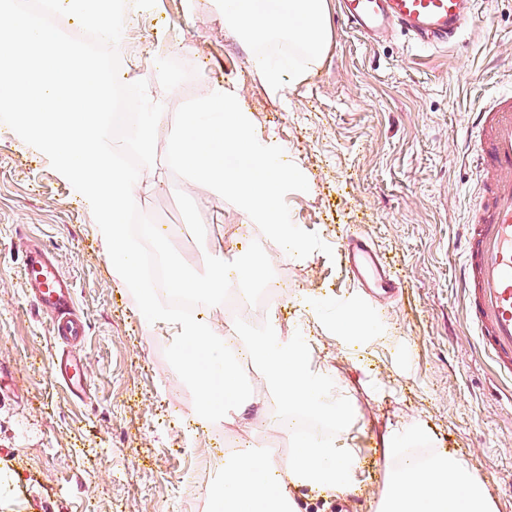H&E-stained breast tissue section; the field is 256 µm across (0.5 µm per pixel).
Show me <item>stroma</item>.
Masks as SVG:
<instances>
[{"mask_svg": "<svg viewBox=\"0 0 512 512\" xmlns=\"http://www.w3.org/2000/svg\"><path fill=\"white\" fill-rule=\"evenodd\" d=\"M475 3L476 26L449 50L424 51L398 33L368 43L332 24L323 61L281 91L256 76L217 0H157L128 34L146 81H158L153 41L194 69L168 114L206 82L236 91L257 133L279 141L308 181L286 197L292 222L333 249L272 263L288 277L276 290L277 324L306 336L311 369L339 383L355 412L342 439L356 454L357 493L337 500L302 489L300 512H369L384 488V440L407 429L422 451L465 459L493 512H512V389L479 351L460 288L473 202L461 132L475 105L512 90V0ZM139 209L198 272L212 249L231 262L263 238L232 203L174 175ZM93 222L88 201L0 123V512H207L208 461L228 436L270 449L287 436L259 428L267 407L258 393L214 424L193 414L164 355L173 328L148 327L133 294L114 284ZM355 224L400 282L385 306L362 298L345 266ZM25 238L49 247L74 283L86 324L83 398L48 370L59 345L25 297ZM340 299L377 334L338 335L328 308Z\"/></svg>", "mask_w": 512, "mask_h": 512, "instance_id": "35a3bbf8", "label": "stroma"}]
</instances>
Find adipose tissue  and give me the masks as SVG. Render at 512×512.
<instances>
[{
  "instance_id": "ef3b65f1",
  "label": "adipose tissue",
  "mask_w": 512,
  "mask_h": 512,
  "mask_svg": "<svg viewBox=\"0 0 512 512\" xmlns=\"http://www.w3.org/2000/svg\"><path fill=\"white\" fill-rule=\"evenodd\" d=\"M224 25L256 51L260 80L284 89L305 79L323 60L330 40L327 0H219ZM270 42L288 44L292 55L278 62L259 55ZM413 434L387 444L388 486L374 512H492L482 478L445 450L420 453Z\"/></svg>"
}]
</instances>
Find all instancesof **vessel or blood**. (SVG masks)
Listing matches in <instances>:
<instances>
[{
    "label": "vessel or blood",
    "instance_id": "1",
    "mask_svg": "<svg viewBox=\"0 0 512 512\" xmlns=\"http://www.w3.org/2000/svg\"><path fill=\"white\" fill-rule=\"evenodd\" d=\"M474 0H339L342 23L374 42L400 30L421 49L455 46L473 22ZM465 146L477 176L479 203L463 240L462 283L480 345L500 375L512 374V93L488 99L472 113ZM345 260L358 288L384 294L397 281L363 230L347 237ZM26 297L49 314L55 336L83 340L85 323L73 312V285L51 251L24 248ZM86 367L75 354L59 355L51 372L72 394L86 386Z\"/></svg>",
    "mask_w": 512,
    "mask_h": 512
}]
</instances>
